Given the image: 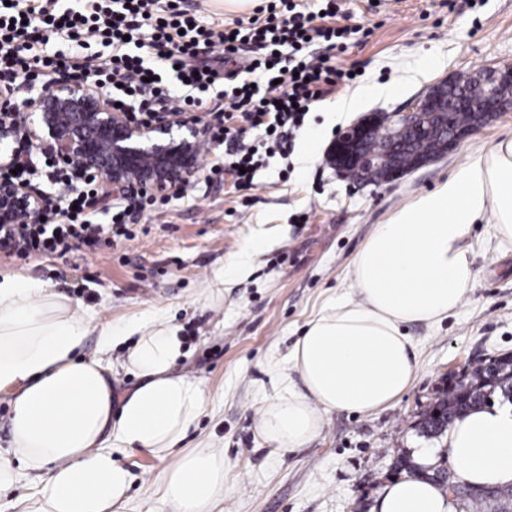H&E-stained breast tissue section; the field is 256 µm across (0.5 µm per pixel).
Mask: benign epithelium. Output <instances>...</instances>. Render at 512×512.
Segmentation results:
<instances>
[{
  "mask_svg": "<svg viewBox=\"0 0 512 512\" xmlns=\"http://www.w3.org/2000/svg\"><path fill=\"white\" fill-rule=\"evenodd\" d=\"M486 75L487 97L478 119L467 126L457 125L455 114L445 108L451 86L447 79L414 99L408 111L387 114V137L395 145L407 132L427 137L437 126L444 129L445 138L434 155L415 159L409 169L388 171L382 182L396 181L444 157L505 112L502 91L512 85V66L491 67ZM27 93L29 97L19 102L14 88H0V167L32 166L31 155L15 148L24 139L100 174L103 196L112 200L180 193L200 171L206 126L189 113L161 110L138 119L130 112L112 110V101L100 86L67 76L31 86ZM376 130L375 116L370 114L339 132L329 146L330 163L340 171L348 167L372 172L381 167L377 156L357 150ZM48 203L49 196L27 182L0 180L1 227L23 223V218L39 214Z\"/></svg>",
  "mask_w": 512,
  "mask_h": 512,
  "instance_id": "obj_1",
  "label": "benign epithelium"
}]
</instances>
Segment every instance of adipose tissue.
I'll use <instances>...</instances> for the list:
<instances>
[{
    "label": "adipose tissue",
    "instance_id": "ef3b65f1",
    "mask_svg": "<svg viewBox=\"0 0 512 512\" xmlns=\"http://www.w3.org/2000/svg\"><path fill=\"white\" fill-rule=\"evenodd\" d=\"M485 221L512 243V137L458 168L434 191L379 225L357 254V298L310 321L291 357L301 383L285 385L258 412L260 438L279 449L318 436L329 411L374 413L394 403L417 371L410 323L459 311L473 275L464 239ZM90 331L70 300L43 283L0 278V393L10 397L16 457L38 471L22 512H114L131 482L113 449L162 461L163 501L176 512H217L227 464L201 446L169 461L210 396L177 371V326L144 327L127 363L140 382L115 395L112 366L76 357ZM445 455L456 481L472 488L512 485V407L472 409L448 428ZM377 512H460L436 482L409 473L380 491Z\"/></svg>",
    "mask_w": 512,
    "mask_h": 512
}]
</instances>
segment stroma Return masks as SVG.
<instances>
[{
  "instance_id": "1",
  "label": "stroma",
  "mask_w": 512,
  "mask_h": 512,
  "mask_svg": "<svg viewBox=\"0 0 512 512\" xmlns=\"http://www.w3.org/2000/svg\"><path fill=\"white\" fill-rule=\"evenodd\" d=\"M343 10L348 26L370 32L365 46L336 52L359 76L312 107L291 155L266 159L252 188L229 194L201 177L163 212L132 224V239L67 260L0 254V277L43 282L78 316L123 327L159 315L178 326L188 355L177 369L203 380L211 400L174 453L205 440L223 454L222 512H373L398 475L397 456L443 445L422 435L421 413L478 365L512 358V246L475 224L465 238L474 269L466 303L440 324L407 325L420 371L394 405L329 412L320 435L289 452L257 434V410L291 374L290 353L308 323L356 296L353 261L373 230L512 137L511 111L394 184L358 185L335 171L327 149L361 116L398 111L440 80L512 63V0H382L375 9L343 0ZM374 85L391 95L337 113V103ZM259 235L261 251L241 267ZM112 454L134 476L124 512H172L153 479L159 461L137 449Z\"/></svg>"
}]
</instances>
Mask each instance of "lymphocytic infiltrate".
Instances as JSON below:
<instances>
[{"mask_svg":"<svg viewBox=\"0 0 512 512\" xmlns=\"http://www.w3.org/2000/svg\"><path fill=\"white\" fill-rule=\"evenodd\" d=\"M58 0L37 7L26 0H0V85L43 83L66 74L105 88L122 111L149 116L169 111L205 112L220 73L200 64L201 55L232 58L250 41L261 54L247 76L225 87L224 110L207 128L209 144L234 141L239 125L263 131L261 149L238 150L229 160L211 163L208 182L230 177L250 186L264 157L287 156L290 134L311 108L351 80L336 59V48L355 39L344 25L340 0H269L248 20L218 25L192 18L178 0H84L81 9H61ZM69 41L70 55L52 52L51 40ZM110 50L90 55L91 44ZM136 44L137 53L126 50ZM181 83L173 92L166 74ZM47 171L60 193L42 219L0 230V252L26 258L35 254L65 258L80 247L95 248L130 238L135 215L154 209L153 197H136L110 206V221L92 222L100 175L52 161Z\"/></svg>","mask_w":512,"mask_h":512,"instance_id":"lymphocytic-infiltrate-1","label":"lymphocytic infiltrate"}]
</instances>
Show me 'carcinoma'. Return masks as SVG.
I'll list each match as a JSON object with an SVG mask.
<instances>
[{
  "label": "carcinoma",
  "mask_w": 512,
  "mask_h": 512,
  "mask_svg": "<svg viewBox=\"0 0 512 512\" xmlns=\"http://www.w3.org/2000/svg\"><path fill=\"white\" fill-rule=\"evenodd\" d=\"M457 82L459 95L471 103L480 101L487 90L484 83L468 75L459 77ZM497 391L501 393L503 399L512 403L510 358L495 361V368L492 370L481 365L448 387L432 409L422 417V434L430 438L445 434L448 426L456 418L486 403ZM396 465L409 473L421 474L437 482L467 504L470 512H512V486L493 489L462 486L455 481L453 473L446 467L439 465L425 470L409 455L399 456Z\"/></svg>",
  "instance_id": "cac0c4a2"
}]
</instances>
